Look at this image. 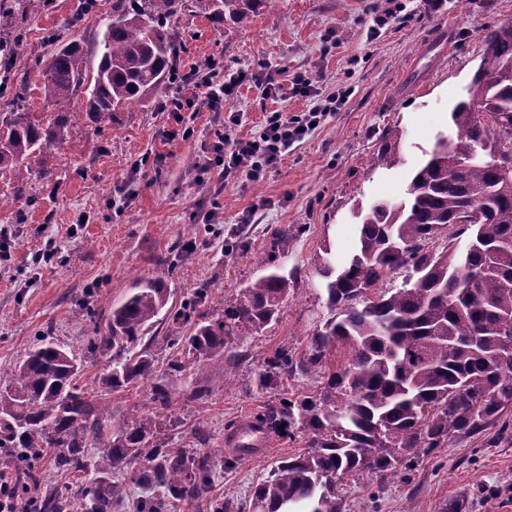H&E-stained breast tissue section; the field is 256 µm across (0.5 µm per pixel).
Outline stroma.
Returning <instances> with one entry per match:
<instances>
[{
  "label": "stroma",
  "mask_w": 512,
  "mask_h": 512,
  "mask_svg": "<svg viewBox=\"0 0 512 512\" xmlns=\"http://www.w3.org/2000/svg\"><path fill=\"white\" fill-rule=\"evenodd\" d=\"M82 0H52L24 23L26 54L14 65L33 87V111L50 107L38 79L40 64L60 41H96L95 16H80ZM386 17L375 27V17ZM512 21V0H449L433 11L427 0H247L243 12L216 21L207 5L174 18L182 52L179 70L216 62L217 76L245 74L229 110L242 115L235 134L259 131L268 113L305 111L309 101L265 96L259 81L311 76L322 95L346 87L341 109L326 118L268 171L263 181L201 175L207 148L224 131V115L205 108L186 114L189 139L170 138L176 123L166 103L179 93L167 85L144 106L117 113L96 128L80 100L69 106L72 148L48 147L32 158L50 181H32V203L0 207V366L19 362L36 334L52 336L82 355L80 381L93 387L101 406L116 418L133 408L150 411V388L134 384L115 391L105 384L108 359L89 357L85 347L105 329L113 304L140 280L153 278L169 290L176 307L198 288L209 291V317L239 297L263 272L258 262L274 228L303 226L278 258L298 278L276 322L260 333L232 338L222 358L166 375L173 393L169 447L207 452L224 446V432L257 414L278 397L314 393L320 374L296 372L270 388L256 385L277 349L303 357L314 329L330 315L314 273L323 247L343 264L355 245L354 204L399 201L411 169L437 132L448 128V110L466 95L483 58L488 28ZM398 129L403 165L373 172L368 161L387 130ZM215 211L219 230H203L200 213ZM254 213L253 223L241 218ZM243 228L249 247L224 251V233ZM195 244L180 247L187 236ZM90 314H82V305ZM233 367H226V360ZM221 387H214L216 379ZM212 386L208 399L186 403L191 384ZM270 452L236 466L216 463L211 498L239 506L250 500L275 462L307 448L304 432L269 433ZM342 512H448L465 500L466 512H512V440L496 429L481 438L454 437L447 447L421 456L412 468L378 482L368 472L346 477L339 487Z\"/></svg>",
  "instance_id": "35a3bbf8"
}]
</instances>
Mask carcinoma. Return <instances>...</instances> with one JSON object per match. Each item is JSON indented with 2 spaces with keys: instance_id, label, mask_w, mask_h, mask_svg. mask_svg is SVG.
Instances as JSON below:
<instances>
[{
  "instance_id": "1",
  "label": "carcinoma",
  "mask_w": 512,
  "mask_h": 512,
  "mask_svg": "<svg viewBox=\"0 0 512 512\" xmlns=\"http://www.w3.org/2000/svg\"><path fill=\"white\" fill-rule=\"evenodd\" d=\"M217 17L242 13L245 0H209ZM194 0H112V12L99 19L101 38L89 48L80 39L59 45L46 60L45 94L57 109L37 116L28 111L29 86L12 91L0 112V170L17 173L12 198L25 195L24 181L37 174L29 164L48 146L70 142V112L65 105L85 97L89 121L112 122L117 112L145 102L177 74L172 62L180 44L172 19L191 10ZM48 0H0V15L18 21ZM23 46V37L0 38L3 63ZM482 63L498 68L486 80L476 70L467 98L449 119L457 138L437 140L425 163L413 174L406 199L396 205L377 202L357 208L354 253L338 269L329 252L315 271L325 283L331 316L310 338L309 353L295 357L286 349L267 359L258 385L297 370L327 371L313 396L285 397L267 403L254 422L274 432L300 429L308 451L285 458L261 480L249 512H342L337 485L368 471L383 481L400 465L445 448L455 436L474 437L495 424L512 406V174L494 161L512 154V23L484 38ZM401 163L398 134L391 131L370 158V167L391 170ZM478 213L463 225L464 250H432L428 243L455 221ZM288 248V228L270 238L267 273L242 297L224 303V315L208 319L200 312L208 289L166 316L169 327H190L186 336H167L168 348L210 364L224 356L226 339L243 330L261 332L279 317L297 273L281 272L277 255ZM398 270L402 281L383 287ZM168 289L156 279L142 280L112 306L104 334L90 341L88 353L109 356L105 382L119 389L131 382L150 385L149 414H131L117 426L79 387L78 355L40 336L25 357L0 367V472L16 471L25 481L18 497L33 512H119L127 487L112 480L123 472L129 482L152 492L137 501L136 512H167L181 502L205 496L212 479L211 460L193 450L166 447L159 438L160 417L172 398L158 373L180 372L184 361L162 362L147 330L168 302ZM348 357L330 367L336 348ZM52 449L57 469L88 480L64 488H43L33 462Z\"/></svg>"
}]
</instances>
